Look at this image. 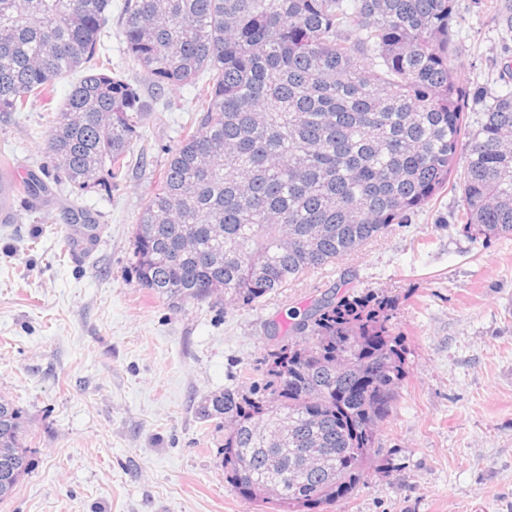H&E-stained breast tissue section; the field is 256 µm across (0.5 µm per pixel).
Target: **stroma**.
Listing matches in <instances>:
<instances>
[{"label":"stroma","instance_id":"1","mask_svg":"<svg viewBox=\"0 0 512 512\" xmlns=\"http://www.w3.org/2000/svg\"><path fill=\"white\" fill-rule=\"evenodd\" d=\"M123 0L101 41L154 110L120 186L58 182L40 107L0 112V164L50 188L52 218L21 203L0 223V397L23 412L32 464L0 512H269L224 476V421L205 399L263 381L268 325L326 293L391 297L404 375L380 447L351 495L325 512H512V234L472 238L449 190L359 251L299 275L264 302L170 301L132 270L145 198L198 107L192 86L156 90L127 64ZM453 65L469 114L512 91V0H456ZM99 238L67 245L70 207Z\"/></svg>","mask_w":512,"mask_h":512}]
</instances>
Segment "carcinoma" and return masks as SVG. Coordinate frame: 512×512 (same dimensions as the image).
I'll list each match as a JSON object with an SVG mask.
<instances>
[{"instance_id": "carcinoma-1", "label": "carcinoma", "mask_w": 512, "mask_h": 512, "mask_svg": "<svg viewBox=\"0 0 512 512\" xmlns=\"http://www.w3.org/2000/svg\"><path fill=\"white\" fill-rule=\"evenodd\" d=\"M112 0H0V112L46 107V153L84 189L126 178L151 104L100 54ZM455 0H124L121 35L158 89L196 86L204 116L142 205L132 266L168 299L246 305L406 224L447 188L470 236L512 233V92L465 113ZM85 70L62 106L58 82ZM469 144L459 164L462 138ZM388 301L332 294L273 328L263 391L217 392L224 473L249 504L324 512L358 485L404 357ZM283 421L273 442L259 424ZM22 415L0 398V500L30 469ZM323 455L318 468L305 457ZM270 484L282 493L266 495Z\"/></svg>"}]
</instances>
